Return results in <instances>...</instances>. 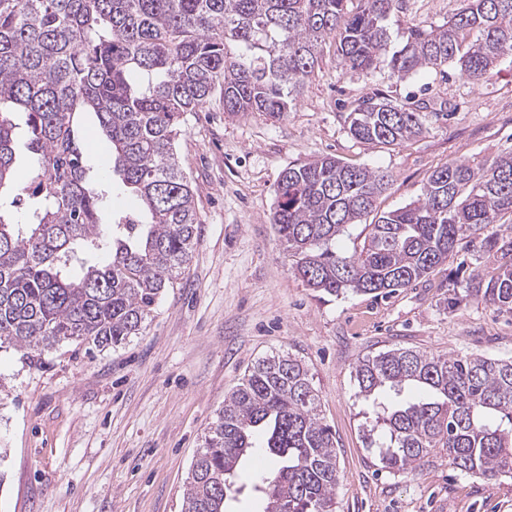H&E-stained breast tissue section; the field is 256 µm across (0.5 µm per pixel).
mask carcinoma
<instances>
[{
  "label": "carcinoma",
  "instance_id": "carcinoma-1",
  "mask_svg": "<svg viewBox=\"0 0 512 512\" xmlns=\"http://www.w3.org/2000/svg\"><path fill=\"white\" fill-rule=\"evenodd\" d=\"M0 0V198L28 201L22 228L0 201V345L29 357L74 341L104 350L139 334L192 257L198 216L175 142L187 115L219 95L224 112L279 121L318 65L323 44L349 71L405 78L453 64L479 83L512 53V0H466L440 25L415 24L386 54L399 0ZM475 39H468L470 34ZM25 115L36 165L14 181V114ZM95 116L113 172L138 201L104 222L79 117ZM424 112L378 95L346 116L360 142L394 145L428 132ZM391 175L324 157L285 168L272 224L294 270L315 291L376 296L409 288L461 242L498 263L466 291L512 312V153L433 171L416 201L373 215ZM373 216L360 248L336 237ZM104 251L101 264L93 255ZM359 393L414 394L381 405L382 467L410 473L441 449L460 472L512 478V359L394 348L354 366ZM280 466L263 480L261 512H335L336 440L302 360L258 362L224 398L193 459L182 512H224L227 481L254 447Z\"/></svg>",
  "mask_w": 512,
  "mask_h": 512
}]
</instances>
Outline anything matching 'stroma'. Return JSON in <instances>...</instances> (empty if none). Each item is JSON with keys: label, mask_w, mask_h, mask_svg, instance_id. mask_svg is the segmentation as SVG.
I'll use <instances>...</instances> for the list:
<instances>
[{"label": "stroma", "mask_w": 512, "mask_h": 512, "mask_svg": "<svg viewBox=\"0 0 512 512\" xmlns=\"http://www.w3.org/2000/svg\"><path fill=\"white\" fill-rule=\"evenodd\" d=\"M463 0H401L392 47L407 24L438 26ZM447 112L423 136L373 145L344 118L363 97ZM512 151V54L473 84L454 66L398 79L347 71L327 41L295 106L279 121L231 116L219 102L191 113L177 143L195 193L193 258L141 335L117 347L73 342L34 359L0 348V512H181L184 483L209 423L249 369L276 353L307 366L337 442L336 512H512V479L461 474L433 454L411 474L382 469L364 429L374 418L353 368L393 348L512 358V313L474 296L449 305L465 268L493 261L459 246L416 286L389 298L329 296L294 274L277 240L275 190L289 165L336 157L389 172L376 209L417 200L449 162ZM277 467L256 452L227 512H257L256 485Z\"/></svg>", "instance_id": "stroma-1"}]
</instances>
